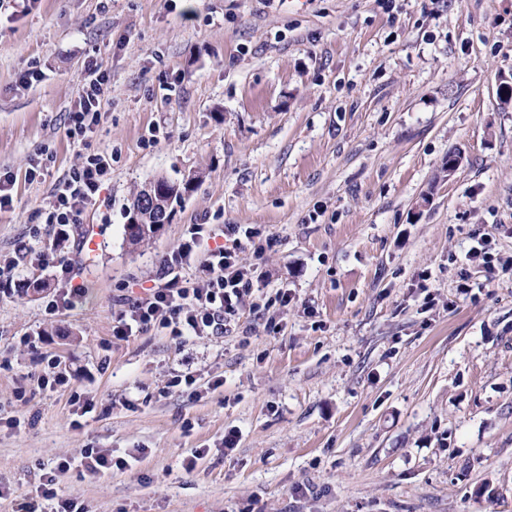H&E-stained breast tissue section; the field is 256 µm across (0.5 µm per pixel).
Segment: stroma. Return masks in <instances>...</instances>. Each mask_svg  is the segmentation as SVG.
Here are the masks:
<instances>
[{"mask_svg": "<svg viewBox=\"0 0 512 512\" xmlns=\"http://www.w3.org/2000/svg\"><path fill=\"white\" fill-rule=\"evenodd\" d=\"M91 57L112 91L75 143ZM29 68L45 78L24 89ZM506 79L512 0H0V170L15 177L0 257L18 259L0 292V512L62 458L58 485L86 512H512ZM100 152L107 206L54 253L85 294L50 312L55 268L16 251L52 244L54 183ZM159 176L193 190L129 244L131 199ZM203 222L275 236L239 260L288 307L243 308L221 334L115 338ZM483 244L488 265L467 257ZM51 362L68 386L38 387ZM185 374L194 392L171 388ZM86 448L132 466L90 473Z\"/></svg>", "mask_w": 512, "mask_h": 512, "instance_id": "35a3bbf8", "label": "stroma"}]
</instances>
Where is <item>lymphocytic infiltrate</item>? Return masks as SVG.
Masks as SVG:
<instances>
[{"label":"lymphocytic infiltrate","instance_id":"f902f5d3","mask_svg":"<svg viewBox=\"0 0 512 512\" xmlns=\"http://www.w3.org/2000/svg\"><path fill=\"white\" fill-rule=\"evenodd\" d=\"M110 89V75L103 62L94 58L86 61L81 89L67 116L69 139L84 140L100 123ZM111 173V156L98 153L84 157L56 181L46 214L47 223L53 227L55 244L69 241L83 212L97 206L101 189ZM219 234L224 237L223 243H216L208 250L197 275L185 276L183 257L189 256L204 240H214ZM219 234L209 225H192L190 240L183 245L180 255L164 261L144 297L136 299L118 317L114 328L116 337H129L134 330L150 324L172 329L177 336L218 333L244 305L256 310L263 306L288 305L291 296L284 288L264 300H256L251 270L239 261L243 244H252L255 254L259 255L273 245V237H260L258 230L239 224L225 225ZM70 467L69 460H59L55 475L48 477L41 493L21 497L17 512H85L83 505L64 497L57 489V474Z\"/></svg>","mask_w":512,"mask_h":512}]
</instances>
